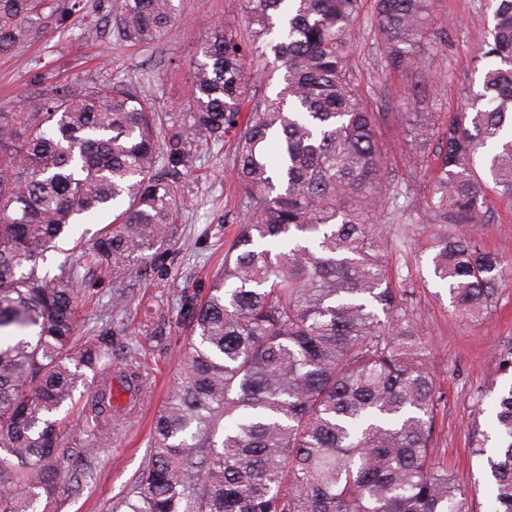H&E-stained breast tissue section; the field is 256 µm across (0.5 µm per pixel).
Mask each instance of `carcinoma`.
<instances>
[{"label": "carcinoma", "instance_id": "cac0c4a2", "mask_svg": "<svg viewBox=\"0 0 512 512\" xmlns=\"http://www.w3.org/2000/svg\"><path fill=\"white\" fill-rule=\"evenodd\" d=\"M248 39L231 27L204 39L183 121L155 112L151 84L116 78L0 109V512H59L69 458L66 407L83 386L85 425L112 428V381L145 393L142 346L112 374V337H79L78 268L116 281L167 249L175 186L202 141L234 138L238 231L208 290L183 296L188 335L179 375L152 425L153 450L125 512H468L455 473L433 457L442 390L431 342L394 288L384 247L403 215L376 225L388 181L374 114L350 57L364 0H237ZM436 0H373L380 58L428 65L443 45ZM106 22L149 45L179 22L175 0H108ZM479 90L452 113L431 162L425 244L462 322L483 317L512 261L473 225L493 195L512 197V0H484ZM92 0H0V54L47 16L96 17ZM274 56L276 98H256L244 55ZM255 101L245 124L244 104ZM79 263L44 269L47 253L104 215ZM467 230L459 233V225ZM486 457L490 512H512V383L497 394Z\"/></svg>", "mask_w": 512, "mask_h": 512}]
</instances>
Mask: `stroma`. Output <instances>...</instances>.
Here are the masks:
<instances>
[{"label":"stroma","instance_id":"obj_1","mask_svg":"<svg viewBox=\"0 0 512 512\" xmlns=\"http://www.w3.org/2000/svg\"><path fill=\"white\" fill-rule=\"evenodd\" d=\"M180 23L154 44L124 42L114 30L98 23L58 26L49 18L35 25L11 52L0 54V108L22 98H41L55 86L84 84L115 77L150 79L157 111L178 115L190 93L192 67L202 57L201 40L221 26L245 32L246 20L233 0H176ZM439 16L452 19L448 47L423 42L422 56L430 68L416 74L389 72L376 65L379 55L370 12L360 18V36L351 56L356 88L375 115L376 134L385 171L409 189L412 221L405 242L385 252L388 273L397 288L407 289L408 307L432 342L430 364L444 396L437 408V460L447 462L469 486V512H487L490 489L483 458L474 450L492 433L498 390L511 375L494 374L499 355L512 347V279L498 288L489 313L465 323L452 312L447 287L432 273L430 257L421 249L434 232L424 223L430 195L426 166L437 137L419 140L410 132L414 109L434 113L435 123L456 111L478 87L474 70L477 46L486 40L491 22L477 0H438ZM232 142L200 146L191 172L175 189L174 234L169 250L134 265L122 283L106 272L83 274L85 297L77 312L79 335L111 334L117 349L129 339L144 347L141 371L147 391L137 401L114 389L112 433L99 440L84 430L81 411L70 418L73 443L97 442L99 453L90 477L74 482L76 458L62 465V512H124L138 474L150 453V425L173 385L178 351L187 334L180 316L183 291L205 292L224 267V243L236 224L239 195L231 171ZM480 231L487 248L512 259V198L492 197ZM126 292L121 316L112 313L115 287ZM169 323L163 335L149 326L160 314Z\"/></svg>","mask_w":512,"mask_h":512}]
</instances>
